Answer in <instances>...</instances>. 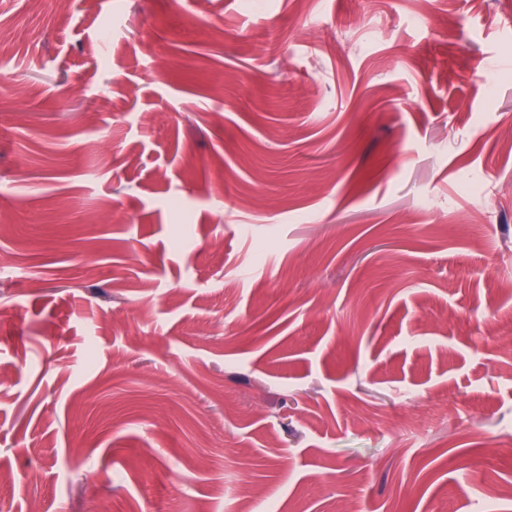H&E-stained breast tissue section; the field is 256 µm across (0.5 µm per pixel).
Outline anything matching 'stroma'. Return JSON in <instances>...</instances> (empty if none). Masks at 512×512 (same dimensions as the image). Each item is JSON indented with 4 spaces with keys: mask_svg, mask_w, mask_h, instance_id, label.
<instances>
[{
    "mask_svg": "<svg viewBox=\"0 0 512 512\" xmlns=\"http://www.w3.org/2000/svg\"><path fill=\"white\" fill-rule=\"evenodd\" d=\"M0 29V512H512V0Z\"/></svg>",
    "mask_w": 512,
    "mask_h": 512,
    "instance_id": "35a3bbf8",
    "label": "stroma"
}]
</instances>
